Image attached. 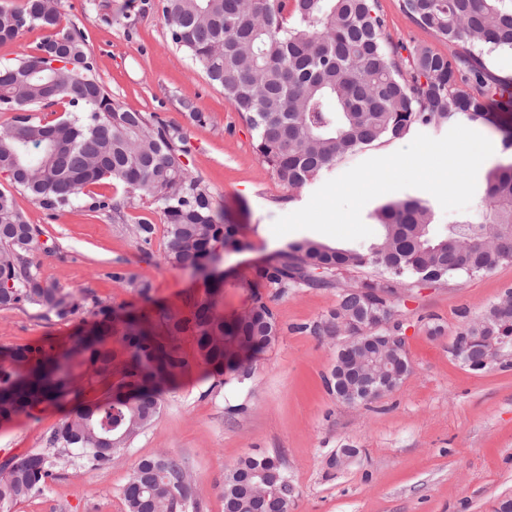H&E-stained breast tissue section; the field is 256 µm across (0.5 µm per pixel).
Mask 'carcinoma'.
Masks as SVG:
<instances>
[{
  "instance_id": "carcinoma-1",
  "label": "carcinoma",
  "mask_w": 512,
  "mask_h": 512,
  "mask_svg": "<svg viewBox=\"0 0 512 512\" xmlns=\"http://www.w3.org/2000/svg\"><path fill=\"white\" fill-rule=\"evenodd\" d=\"M420 26L461 44L448 58L426 46L401 58L384 30L377 0H159L171 41L187 52L210 83L247 120L255 149L277 180L291 189L315 182L336 165L381 140L404 138L416 127L486 117L484 50H512V0H402ZM39 27L47 35L32 53L0 62V110L16 113L0 135V172L48 210L67 207L89 186L108 181L154 199L166 218L163 260L187 271L200 268L216 249L240 245L239 226L224 221L213 196L188 178L176 136L142 112L112 99L96 77L83 32L62 25L45 0L0 4V43ZM62 103L66 115L46 121L36 111ZM478 220H454L436 232L433 213L418 199L388 202L374 211L381 226L368 247L340 248L301 240L284 261L259 271L270 283L302 281L323 287L333 277L372 266L387 283L363 281L376 302L386 303L407 279L444 283L456 274L476 276L512 262V161L486 175ZM41 228L26 221L10 193L0 191V310L30 306L65 318L82 304L76 295L42 280L33 256ZM468 250L471 264L460 265ZM144 299L150 284L115 274ZM205 296L188 311H160L163 331L131 311L115 317L107 306L74 346L45 357L16 347L0 361V418L41 404L79 397L71 360L112 379L107 396L81 401L52 433L53 450L31 452L0 466V512L45 490L66 451L92 467L107 465L144 433L160 413L161 387L186 372L180 336L193 337L198 360L243 384L253 368L244 361L270 348L280 332L276 315L253 291L249 306L224 318V278L206 279ZM376 307L341 304L322 321L330 336L336 318L358 331ZM467 336H489L512 350V304L490 305L464 327ZM115 337L120 351L107 348ZM376 370L390 355L382 345L362 349ZM275 482L279 512H289L294 486L280 461L248 453L216 483L233 495L242 479L267 490L256 472ZM126 512H200L194 479L184 461L168 452L140 459L121 492Z\"/></svg>"
}]
</instances>
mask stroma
<instances>
[{
    "label": "stroma",
    "instance_id": "1",
    "mask_svg": "<svg viewBox=\"0 0 512 512\" xmlns=\"http://www.w3.org/2000/svg\"><path fill=\"white\" fill-rule=\"evenodd\" d=\"M157 0H58L63 24L84 33L96 74L126 109L156 116L181 137L183 162L240 228L242 247L226 249L224 314L240 312L249 284L270 299L280 325L273 347L257 356L246 388L216 386L195 364L163 389L161 410L120 459L89 471L80 463L60 469L45 493L17 504L13 512H125L120 491L144 456L168 451L184 459L195 476L201 512H224L215 484L226 468L250 452L278 457L291 476L296 497L290 512H494L512 499V366L472 370L451 351L454 336L512 290V263L476 277L458 276L435 285L405 283L393 322L407 338L411 373L370 407L336 399L324 384L336 347L313 327L336 305L342 288L379 280L363 268L323 288L299 285L279 290L259 279L289 243L314 238L311 230L275 236L273 222L304 207L315 191H291L260 161L254 133L208 82L189 56L172 43ZM389 38L405 47L423 45L449 55L457 44L417 25L401 0H378ZM28 223L56 242L34 260L44 281L69 289L82 307L65 318L20 306L0 310V352L18 346L52 355L72 346L94 320L97 305L134 311L158 320L159 308L186 310L205 295L201 278L165 264L166 223L152 199L108 184L90 187L70 206L49 211L0 176ZM108 196L119 212L96 210L93 198ZM426 201L435 227L475 218L477 207L443 211L419 189H403L368 202L362 219L375 227L374 209L398 199ZM154 227L151 243L139 246L133 229ZM146 280L141 298L114 280V273ZM245 399L246 409L226 410ZM74 404H44L31 413L0 420V463L47 448ZM343 448L357 454L341 468L328 465Z\"/></svg>",
    "mask_w": 512,
    "mask_h": 512
}]
</instances>
